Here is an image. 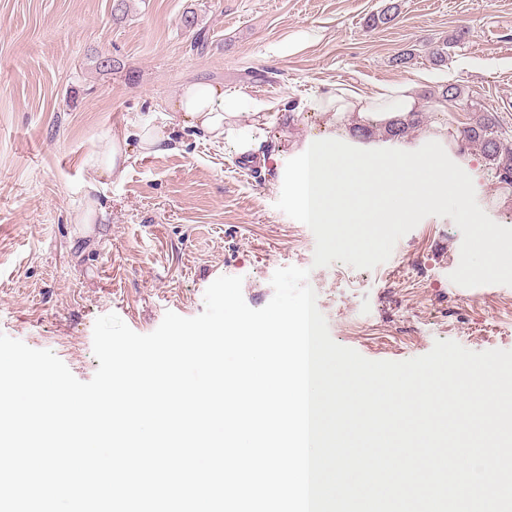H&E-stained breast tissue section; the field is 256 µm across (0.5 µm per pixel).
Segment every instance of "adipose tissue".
<instances>
[{"instance_id": "adipose-tissue-1", "label": "adipose tissue", "mask_w": 512, "mask_h": 512, "mask_svg": "<svg viewBox=\"0 0 512 512\" xmlns=\"http://www.w3.org/2000/svg\"><path fill=\"white\" fill-rule=\"evenodd\" d=\"M420 101L412 84L385 86L365 95L356 88L335 84L324 89L310 106L281 111V121L296 120L303 110L331 115L348 127L351 115L369 125L418 111ZM181 124L214 140L236 156L266 159L264 146L270 124L262 106L245 94L224 90L218 84L186 86L173 104ZM132 137L141 149L164 152L170 140L160 128L142 127ZM129 137V138H132ZM127 137H112L100 151V175L121 178L129 158ZM291 202L306 224H384L410 220L426 196L454 191L464 196V184L449 175L447 164L433 154L399 153L385 156L354 144L350 136L305 140L294 166L285 174Z\"/></svg>"}]
</instances>
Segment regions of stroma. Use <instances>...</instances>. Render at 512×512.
I'll return each mask as SVG.
<instances>
[{"instance_id": "35a3bbf8", "label": "stroma", "mask_w": 512, "mask_h": 512, "mask_svg": "<svg viewBox=\"0 0 512 512\" xmlns=\"http://www.w3.org/2000/svg\"><path fill=\"white\" fill-rule=\"evenodd\" d=\"M0 0V333L56 354L79 380L99 365V316L148 334L166 312L191 318L218 277L242 278L245 302L264 307L277 269H309L331 338L375 361H405L453 340L512 350V286L463 287L451 273L462 235L424 218L371 269L313 264L316 240L282 174L329 116L273 125L270 161L182 128L172 101L190 83L223 85L269 112L327 85L365 94L414 82L422 123L397 142L443 144L472 179L480 207L512 227V191L482 153L448 143L471 112H438L448 84L512 131V0ZM194 25H186V17ZM447 46L444 63L431 52ZM175 148L131 146L123 178L98 177L100 147L142 126ZM93 223H84L87 213Z\"/></svg>"}]
</instances>
